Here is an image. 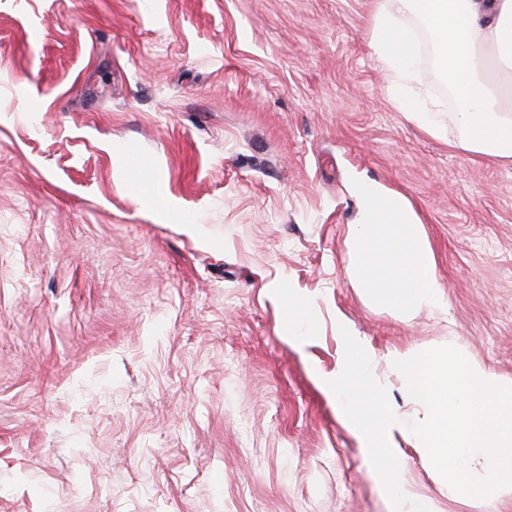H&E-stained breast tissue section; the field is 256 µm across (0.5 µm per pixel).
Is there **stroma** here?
<instances>
[{
	"label": "stroma",
	"instance_id": "obj_1",
	"mask_svg": "<svg viewBox=\"0 0 512 512\" xmlns=\"http://www.w3.org/2000/svg\"><path fill=\"white\" fill-rule=\"evenodd\" d=\"M376 6L0 0V512H393L329 387L344 334L407 422L393 351L512 380V162L394 105ZM357 175L408 199L438 306L351 286ZM392 446L431 512H512Z\"/></svg>",
	"mask_w": 512,
	"mask_h": 512
}]
</instances>
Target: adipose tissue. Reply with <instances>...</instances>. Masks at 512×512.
<instances>
[{
	"mask_svg": "<svg viewBox=\"0 0 512 512\" xmlns=\"http://www.w3.org/2000/svg\"><path fill=\"white\" fill-rule=\"evenodd\" d=\"M371 38L391 73L393 103L439 138L436 106L402 93L429 41L457 97L454 148L512 161V0H379ZM351 191L358 205L346 239L351 285L403 318L441 303L435 256L406 197L360 177Z\"/></svg>",
	"mask_w": 512,
	"mask_h": 512,
	"instance_id": "obj_1",
	"label": "adipose tissue"
}]
</instances>
